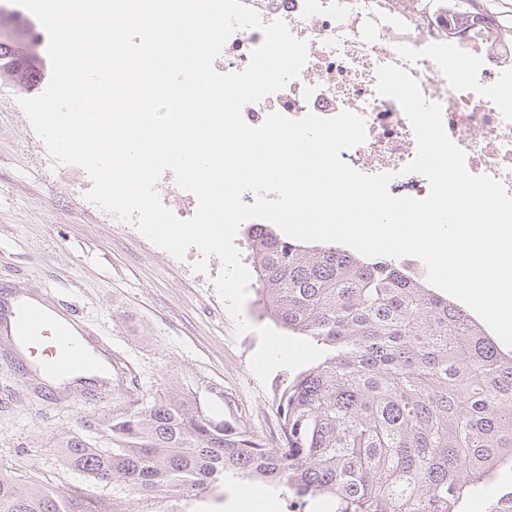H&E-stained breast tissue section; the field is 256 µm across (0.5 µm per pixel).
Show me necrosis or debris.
I'll return each mask as SVG.
<instances>
[{
    "label": "necrosis or debris",
    "mask_w": 512,
    "mask_h": 512,
    "mask_svg": "<svg viewBox=\"0 0 512 512\" xmlns=\"http://www.w3.org/2000/svg\"><path fill=\"white\" fill-rule=\"evenodd\" d=\"M266 23L283 20L307 44L300 75L281 91L242 109L261 125L274 111L298 119L351 110L362 114L367 137L340 157L366 174L388 172L389 191L427 197L428 180L405 172L416 155L411 123L400 105L376 92L380 66L395 64L440 104L447 136L461 148L468 171L502 182L512 196V42L482 21L460 27L448 0H242ZM264 41L258 29L236 30L214 67L244 70Z\"/></svg>",
    "instance_id": "obj_1"
}]
</instances>
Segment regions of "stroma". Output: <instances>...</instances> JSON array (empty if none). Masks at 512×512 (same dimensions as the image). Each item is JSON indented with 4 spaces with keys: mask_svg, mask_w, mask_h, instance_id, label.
Instances as JSON below:
<instances>
[{
    "mask_svg": "<svg viewBox=\"0 0 512 512\" xmlns=\"http://www.w3.org/2000/svg\"><path fill=\"white\" fill-rule=\"evenodd\" d=\"M39 93L20 91L0 69V295L24 289L75 307L93 345L130 366L141 394H195L277 447L276 408L295 373L279 368L263 383L250 368L257 330L271 324L256 291L243 307L252 329L235 334L213 280L196 281L192 268L136 228L103 223L82 206L76 188L86 180L84 169L48 166L33 149L39 137L18 100ZM10 350L0 335V473L49 489L82 487L110 512L111 487L64 470L57 448L111 415L106 388L38 392Z\"/></svg>",
    "mask_w": 512,
    "mask_h": 512,
    "instance_id": "1",
    "label": "stroma"
}]
</instances>
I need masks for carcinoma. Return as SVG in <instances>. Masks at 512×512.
I'll use <instances>...</instances> for the list:
<instances>
[{
	"instance_id": "obj_1",
	"label": "carcinoma",
	"mask_w": 512,
	"mask_h": 512,
	"mask_svg": "<svg viewBox=\"0 0 512 512\" xmlns=\"http://www.w3.org/2000/svg\"><path fill=\"white\" fill-rule=\"evenodd\" d=\"M453 2L460 24L475 10L512 39L511 7ZM33 43L0 13V68L21 87L41 77ZM249 235L265 313L324 351L279 397L281 447L195 398L143 396L103 420L111 446L61 442L62 467L112 484V512H184L234 476L325 496L335 512H461L474 497L488 512H512V492L491 489L512 466V354L408 259L305 247L268 224ZM118 492L138 508L121 507ZM77 497L82 512H102L79 487L23 493L0 474V512H73Z\"/></svg>"
}]
</instances>
